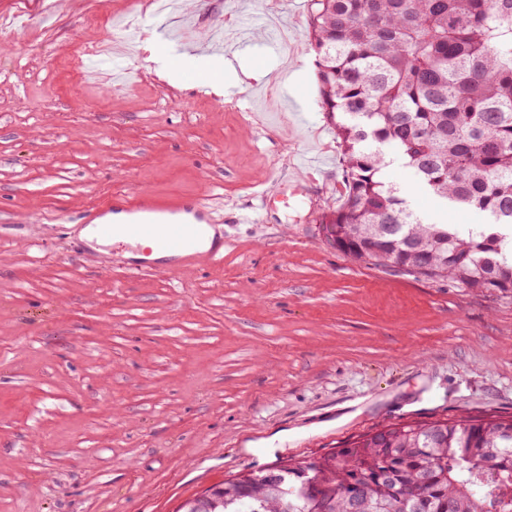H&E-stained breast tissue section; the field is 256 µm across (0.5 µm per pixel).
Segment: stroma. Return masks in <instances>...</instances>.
<instances>
[{"mask_svg":"<svg viewBox=\"0 0 512 512\" xmlns=\"http://www.w3.org/2000/svg\"><path fill=\"white\" fill-rule=\"evenodd\" d=\"M90 12L142 42L107 49ZM309 12L0 0V512H178L391 424L512 415V293L355 263L320 224L343 163ZM242 35L260 78L225 72L220 94L189 78ZM78 42L98 51L74 87L55 62ZM384 174L425 221H489L440 205L400 161ZM140 190L200 198L223 261L133 272L81 237L92 206Z\"/></svg>","mask_w":512,"mask_h":512,"instance_id":"obj_1","label":"stroma"}]
</instances>
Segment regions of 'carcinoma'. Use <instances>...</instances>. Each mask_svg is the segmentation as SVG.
Listing matches in <instances>:
<instances>
[{
  "instance_id": "cac0c4a2",
  "label": "carcinoma",
  "mask_w": 512,
  "mask_h": 512,
  "mask_svg": "<svg viewBox=\"0 0 512 512\" xmlns=\"http://www.w3.org/2000/svg\"><path fill=\"white\" fill-rule=\"evenodd\" d=\"M322 112L346 193L320 223L355 262L512 291V0H311ZM395 150L434 197L488 214L462 235L384 181ZM208 489L210 512H512V417L391 425Z\"/></svg>"
}]
</instances>
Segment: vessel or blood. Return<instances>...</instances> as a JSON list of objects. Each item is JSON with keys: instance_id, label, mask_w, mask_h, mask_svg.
<instances>
[{"instance_id": "1", "label": "vessel or blood", "mask_w": 512, "mask_h": 512, "mask_svg": "<svg viewBox=\"0 0 512 512\" xmlns=\"http://www.w3.org/2000/svg\"><path fill=\"white\" fill-rule=\"evenodd\" d=\"M90 222L98 236L120 240L124 247L147 241L157 248L158 259L131 262L134 270H176L224 258V236L219 231L208 234L210 212L199 201L187 203L161 200L147 193H115L91 209Z\"/></svg>"}]
</instances>
